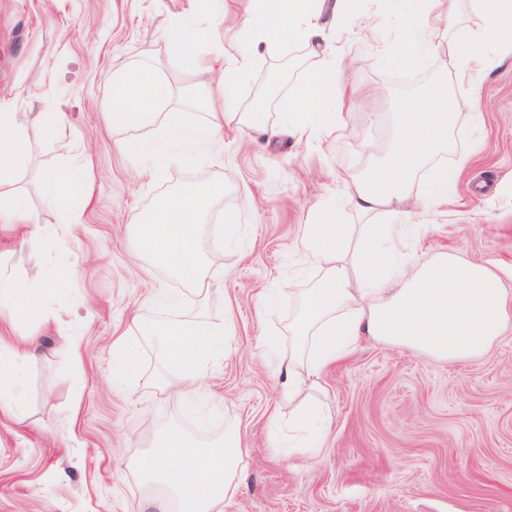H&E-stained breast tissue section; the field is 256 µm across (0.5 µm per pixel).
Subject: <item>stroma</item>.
<instances>
[{"label":"stroma","mask_w":512,"mask_h":512,"mask_svg":"<svg viewBox=\"0 0 512 512\" xmlns=\"http://www.w3.org/2000/svg\"><path fill=\"white\" fill-rule=\"evenodd\" d=\"M188 0H0V108L58 112L50 134L35 135L16 186L30 221L0 228V275L49 280L66 266L65 288L41 295L26 322L0 313V344L26 347L25 407L0 411V512H134L143 497L140 456L171 428L197 429L177 402L155 385L170 376L163 359L138 334V323L230 321L223 360L210 363L193 390L209 415L210 436L236 417L248 450L241 489L224 512H512V327L484 355L443 362L364 338L347 360L320 380L317 399L331 422L320 458L302 451L275 457L270 415L280 401L274 367L264 357L270 336L288 337L298 300L316 269L296 249L300 225L317 201L336 200V220L360 223L347 185L389 144L404 102L444 82L449 96L477 99L479 113L460 112L448 146L413 178L404 209L429 230L417 256L455 253L494 268L512 290V60L445 69L446 54L408 69L391 63L400 37V0H355L329 39L347 63L348 81L364 99L343 107L337 131L313 142L288 134L281 98L296 95L319 57L293 42L256 49L236 88L244 120L224 130V149L198 144V161L152 176L126 153L128 136L150 138L154 124L128 132L108 107L117 73L151 65L168 84V108L207 124L211 88L181 71L163 37ZM246 0H224V25L196 17L227 52L243 44ZM291 74L258 121L247 118L254 90L279 61ZM461 165L448 202L427 200L436 166ZM89 169L92 193L79 217L48 201L44 174ZM222 184L210 228L236 210L242 242L224 252L209 292L200 293L155 265L136 236V218L187 186ZM276 302L261 309L266 291ZM139 348V380L113 382L112 342ZM81 351L73 361L63 338Z\"/></svg>","instance_id":"obj_1"}]
</instances>
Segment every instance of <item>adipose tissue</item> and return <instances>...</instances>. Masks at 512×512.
Masks as SVG:
<instances>
[{
	"mask_svg": "<svg viewBox=\"0 0 512 512\" xmlns=\"http://www.w3.org/2000/svg\"><path fill=\"white\" fill-rule=\"evenodd\" d=\"M352 0H255L256 13L248 39L264 46L298 42L322 45L324 58L312 69L297 96L284 99L289 133L310 138L317 129L335 128L338 104L352 94L344 81L345 65L325 43L320 18L330 12L339 21ZM405 14L398 58L415 68L436 54L438 45L426 30L450 23L453 0H410ZM485 16L486 34L500 57L512 58V0H474ZM165 42L177 66L194 77L220 75L221 105L212 120L197 128L177 112L166 113L148 141L127 140L132 153L148 154L154 169L172 163L194 165L196 156L177 145L206 137L224 144V126L238 117L233 94L240 77L251 67L252 54L240 52L233 74H226L224 50L209 44L203 33L190 34L183 19H175ZM169 97V87L156 71L140 66L117 81L110 110L113 122L127 130L145 125ZM473 101L452 100L448 86L434 85L422 105L400 113L388 155L347 187L352 206L372 215L401 204L421 166L447 147L448 134L463 109ZM57 113L15 112L0 109V224H22L28 215L13 186V172L30 150L29 128L50 130ZM223 185L177 194L165 199L138 225L141 249L153 260L195 288L210 287L215 265L225 247L244 236L238 212L229 211L217 228V242L209 256L201 254L202 225ZM317 222L302 225L296 247L310 266L319 270L313 287L302 289L297 312L288 324L293 340L290 352H277L281 402L271 420L297 432L300 447L320 453L326 444L328 420L314 393L322 373L353 354L361 337L374 339L437 360L456 361L482 356L502 335L512 318V300L499 276L482 263L448 253L428 260L410 258L408 241L427 230L426 225L340 224L327 204H319ZM142 334L173 371L164 391L182 403L199 428L207 416L194 407L189 393L207 363L223 358L228 330L223 323L203 318L145 325ZM247 454L237 423L225 419L220 436L201 441L170 432L137 462L147 496L136 512H224L238 493Z\"/></svg>",
	"mask_w": 512,
	"mask_h": 512,
	"instance_id": "obj_1",
	"label": "adipose tissue"
}]
</instances>
